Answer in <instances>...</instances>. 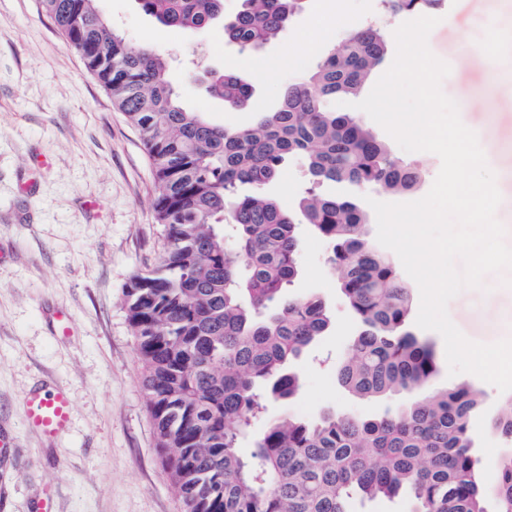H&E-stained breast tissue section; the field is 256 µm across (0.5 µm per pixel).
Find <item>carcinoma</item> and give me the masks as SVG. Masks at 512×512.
<instances>
[{
  "label": "carcinoma",
  "mask_w": 512,
  "mask_h": 512,
  "mask_svg": "<svg viewBox=\"0 0 512 512\" xmlns=\"http://www.w3.org/2000/svg\"><path fill=\"white\" fill-rule=\"evenodd\" d=\"M161 26L203 30L224 0H137ZM302 0H242L222 23L224 40L253 51L276 39ZM440 0H383L393 14H423ZM65 44L82 58L113 106L139 133L153 174L161 227L157 263L134 274L123 307L136 339L157 448L183 512H347L354 495L407 496L412 512H512V453L481 476L469 431L482 400L465 385L437 386L433 343L409 328L410 294L369 240L358 194L402 193L420 172L393 158L355 116L326 101L357 95L386 61L389 34L375 24L351 31L298 82L278 109L252 125L226 128L185 106L167 58L128 42L97 0H40ZM208 91L235 109L252 89L214 73ZM304 162L310 187L302 223L330 246L342 294L358 325L339 385L361 400L392 394L405 406L373 418L327 413L316 421L268 422L240 452L269 398L300 388L291 364L329 329L320 298L287 292L300 274L298 226L267 185L282 164ZM330 183L344 195H323ZM492 428L512 440V405Z\"/></svg>",
  "instance_id": "carcinoma-1"
}]
</instances>
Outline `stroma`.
Masks as SVG:
<instances>
[{
  "mask_svg": "<svg viewBox=\"0 0 512 512\" xmlns=\"http://www.w3.org/2000/svg\"><path fill=\"white\" fill-rule=\"evenodd\" d=\"M328 2L306 0L276 40L251 52L225 42L217 30L161 28L136 0H99L98 7L127 40L158 45L172 57L170 79L183 104L205 110L214 124L243 127L277 109L283 86L315 65L322 50L305 42L317 38L313 20ZM435 14L440 22L428 46L451 67L441 87L479 142L495 144L485 157L502 197L496 217L512 246V0H443ZM402 21L381 0H340L331 38L341 41L368 22L391 31ZM481 50L485 62H474ZM212 70L252 84L246 106L232 110L209 96L206 75ZM361 121L394 158L418 164L421 173L414 189L379 192L376 200L424 197L440 170L439 157L404 151L369 116ZM39 155L49 157V165L33 166ZM306 185V169L292 157L266 192L293 214ZM152 191L137 132L41 13L38 0H0V439L6 444L0 450V512H31L46 493L54 512H182L156 448L122 305L130 277L158 260ZM328 256L323 238L302 231L300 276L292 291L323 299L331 326L294 366L299 393L269 401L254 431L286 414L370 417L404 402L400 396L360 400L338 384L336 368L357 326ZM484 284L451 300V320L473 341L512 338V272L487 275ZM60 309L73 320L71 336L55 331ZM462 382L483 395L471 437L485 466L493 467L512 449L490 425L512 392L469 373L443 372L437 380L442 388ZM57 386L71 396L73 418L64 433L46 438L25 427L26 401Z\"/></svg>",
  "mask_w": 512,
  "mask_h": 512,
  "instance_id": "stroma-1",
  "label": "stroma"
}]
</instances>
